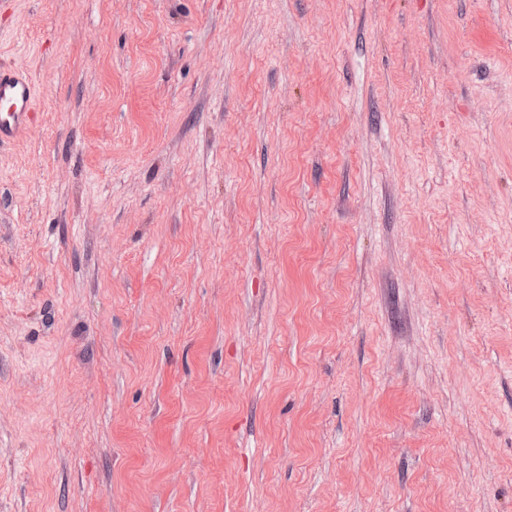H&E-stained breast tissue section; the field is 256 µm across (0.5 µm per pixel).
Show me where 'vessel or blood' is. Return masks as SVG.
Returning a JSON list of instances; mask_svg holds the SVG:
<instances>
[{"label": "vessel or blood", "mask_w": 512, "mask_h": 512, "mask_svg": "<svg viewBox=\"0 0 512 512\" xmlns=\"http://www.w3.org/2000/svg\"><path fill=\"white\" fill-rule=\"evenodd\" d=\"M36 96V86L24 66L0 67V146L31 129Z\"/></svg>", "instance_id": "vessel-or-blood-1"}]
</instances>
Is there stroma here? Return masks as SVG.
<instances>
[{
  "label": "stroma",
  "instance_id": "stroma-1",
  "mask_svg": "<svg viewBox=\"0 0 512 512\" xmlns=\"http://www.w3.org/2000/svg\"><path fill=\"white\" fill-rule=\"evenodd\" d=\"M0 512H512V0H0ZM36 96V86L24 66L0 67V146L31 129Z\"/></svg>",
  "mask_w": 512,
  "mask_h": 512
}]
</instances>
